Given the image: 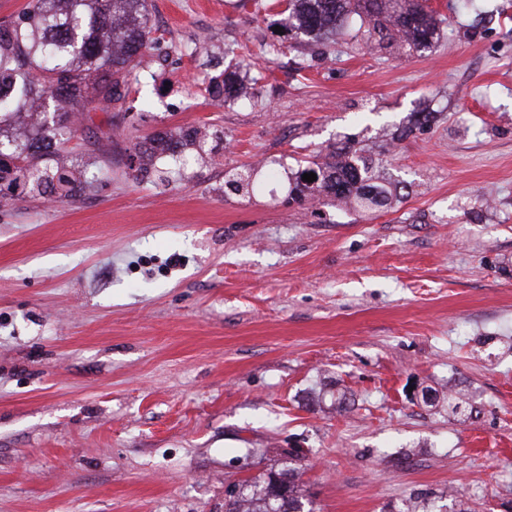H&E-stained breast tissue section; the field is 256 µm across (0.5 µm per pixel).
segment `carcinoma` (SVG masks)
Returning <instances> with one entry per match:
<instances>
[{
	"mask_svg": "<svg viewBox=\"0 0 512 512\" xmlns=\"http://www.w3.org/2000/svg\"><path fill=\"white\" fill-rule=\"evenodd\" d=\"M299 34L318 38L352 15L373 20L379 42L401 52L431 45L437 20L425 0H284ZM156 42L147 0H29L17 19L0 23V181L12 176L31 197L73 198L94 188L96 175L76 166L65 148L90 104L105 111L123 102L141 50ZM191 133L157 134L141 158H159L178 147L203 150ZM313 182L294 191L318 193L352 208L378 211L398 200L397 187L376 181L359 150L341 148L311 169ZM278 473L244 480L224 512H304L292 474L284 499L270 494Z\"/></svg>",
	"mask_w": 512,
	"mask_h": 512,
	"instance_id": "cac0c4a2",
	"label": "carcinoma"
}]
</instances>
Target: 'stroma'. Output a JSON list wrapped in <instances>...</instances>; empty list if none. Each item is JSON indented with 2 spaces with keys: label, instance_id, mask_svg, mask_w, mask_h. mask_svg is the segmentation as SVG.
Returning a JSON list of instances; mask_svg holds the SVG:
<instances>
[{
  "label": "stroma",
  "instance_id": "35a3bbf8",
  "mask_svg": "<svg viewBox=\"0 0 512 512\" xmlns=\"http://www.w3.org/2000/svg\"><path fill=\"white\" fill-rule=\"evenodd\" d=\"M429 7L408 54L148 0L146 66L82 122L95 190L0 205V512H224L288 469L314 512H512V0ZM204 125L169 180L127 168ZM348 142L401 202L291 200ZM206 141L199 140L196 136L191 133L182 132L181 139L174 138L172 136H168V134H157L149 139L148 144L144 147L142 151H138L135 154V157L139 158L138 165L134 167L132 164L130 165L131 170H135L137 173L143 171L144 169L141 166V159L144 154L148 153L152 157L159 158L161 156H167V154H171L176 148L188 147L192 146L197 147V151L203 150V144Z\"/></svg>",
  "mask_w": 512,
  "mask_h": 512
}]
</instances>
